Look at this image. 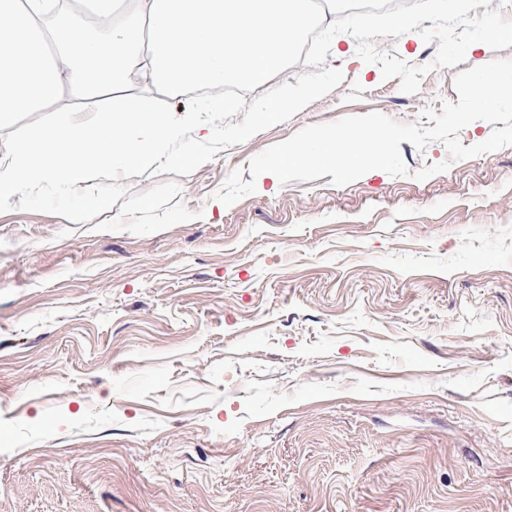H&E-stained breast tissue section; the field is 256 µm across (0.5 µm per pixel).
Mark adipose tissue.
Masks as SVG:
<instances>
[{"mask_svg":"<svg viewBox=\"0 0 512 512\" xmlns=\"http://www.w3.org/2000/svg\"><path fill=\"white\" fill-rule=\"evenodd\" d=\"M54 10L55 0H0V128L66 95L108 92L111 104L94 125L62 115L18 139L0 158V200L43 182L78 191L95 169L157 168L177 124L124 88L262 83L315 22L302 0H135L123 12L101 0L96 32L78 16L48 27Z\"/></svg>","mask_w":512,"mask_h":512,"instance_id":"ef3b65f1","label":"adipose tissue"}]
</instances>
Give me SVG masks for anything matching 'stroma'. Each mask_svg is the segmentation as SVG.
<instances>
[{"label":"stroma","mask_w":512,"mask_h":512,"mask_svg":"<svg viewBox=\"0 0 512 512\" xmlns=\"http://www.w3.org/2000/svg\"><path fill=\"white\" fill-rule=\"evenodd\" d=\"M376 45L412 65L437 50L415 32ZM356 49L336 35L323 65L218 112L135 88L181 122L154 172L0 200V512H512V146L424 181L248 171L311 124L429 127L456 73L512 47L467 51L414 95ZM108 103L19 116L0 156ZM237 169L257 190L227 207Z\"/></svg>","instance_id":"stroma-1"}]
</instances>
